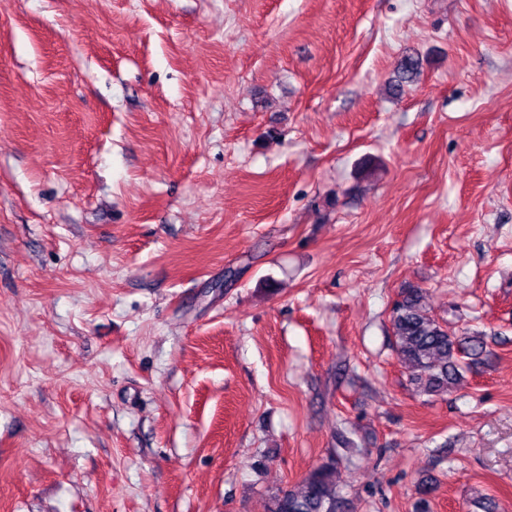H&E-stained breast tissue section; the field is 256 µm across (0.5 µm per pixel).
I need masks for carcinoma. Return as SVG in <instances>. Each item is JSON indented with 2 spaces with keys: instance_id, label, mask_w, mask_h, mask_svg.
<instances>
[{
  "instance_id": "carcinoma-1",
  "label": "carcinoma",
  "mask_w": 512,
  "mask_h": 512,
  "mask_svg": "<svg viewBox=\"0 0 512 512\" xmlns=\"http://www.w3.org/2000/svg\"><path fill=\"white\" fill-rule=\"evenodd\" d=\"M391 327L409 384L428 397L448 394L463 379L471 361L487 350L481 336L449 334L448 327L432 314L420 288L404 290L392 309ZM338 478L336 463L324 464L298 485L279 490L267 512H340Z\"/></svg>"
}]
</instances>
